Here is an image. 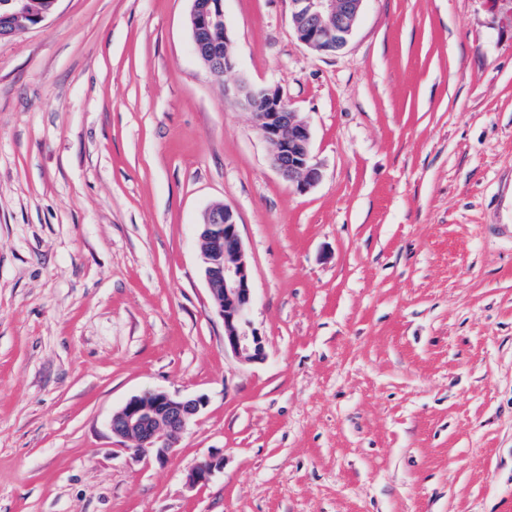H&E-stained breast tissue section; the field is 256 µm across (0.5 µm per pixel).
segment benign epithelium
Returning <instances> with one entry per match:
<instances>
[{
  "instance_id": "obj_1",
  "label": "benign epithelium",
  "mask_w": 512,
  "mask_h": 512,
  "mask_svg": "<svg viewBox=\"0 0 512 512\" xmlns=\"http://www.w3.org/2000/svg\"><path fill=\"white\" fill-rule=\"evenodd\" d=\"M365 0H291L292 24L299 39L311 49L336 53L344 49L354 32ZM17 18H28L27 27L45 16L32 17L28 0H3ZM192 39L197 56L211 73L234 67L229 35L224 40L203 41L206 34L227 29L222 4L192 0ZM224 95L249 110L259 135L267 143L280 176L301 192L321 179L314 162L308 123L292 111L278 90L267 86L237 84L224 87ZM203 272L212 310L224 323V350L243 363L266 358L265 339L249 319L253 305L251 266L234 211L223 203L211 205L200 225ZM207 404L203 396H178L160 389L131 397L112 413V436L138 459L163 462L177 448L182 435ZM224 469V456L211 453L199 460L187 475L190 485L206 484Z\"/></svg>"
}]
</instances>
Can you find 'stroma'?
I'll return each mask as SVG.
<instances>
[{
  "mask_svg": "<svg viewBox=\"0 0 512 512\" xmlns=\"http://www.w3.org/2000/svg\"><path fill=\"white\" fill-rule=\"evenodd\" d=\"M190 9L56 0L0 40V512H512V0H365L336 53L224 0L220 78ZM240 81L307 120L308 191ZM216 202L260 363L210 306ZM147 389L207 399L163 463L107 427ZM238 226L232 208L215 203L205 212L199 240L211 308L224 323V350L253 364L265 360L266 348L249 319L254 288ZM224 469V455L211 453L199 460L187 475L190 485L206 484L215 475Z\"/></svg>",
  "mask_w": 512,
  "mask_h": 512,
  "instance_id": "obj_1",
  "label": "stroma"
}]
</instances>
